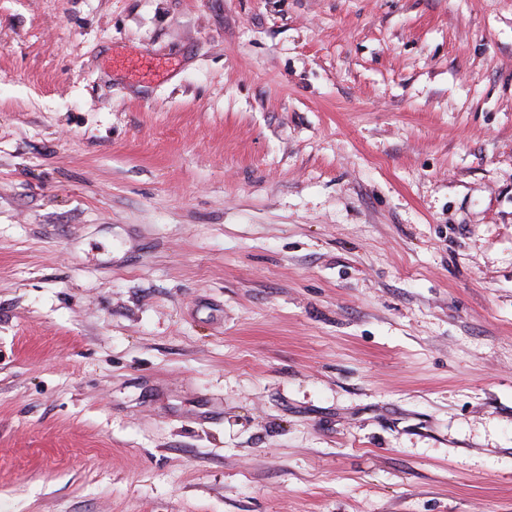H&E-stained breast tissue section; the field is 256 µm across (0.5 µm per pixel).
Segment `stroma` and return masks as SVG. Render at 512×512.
I'll use <instances>...</instances> for the list:
<instances>
[{"mask_svg": "<svg viewBox=\"0 0 512 512\" xmlns=\"http://www.w3.org/2000/svg\"><path fill=\"white\" fill-rule=\"evenodd\" d=\"M0 512H512V0H0Z\"/></svg>", "mask_w": 512, "mask_h": 512, "instance_id": "stroma-1", "label": "stroma"}]
</instances>
